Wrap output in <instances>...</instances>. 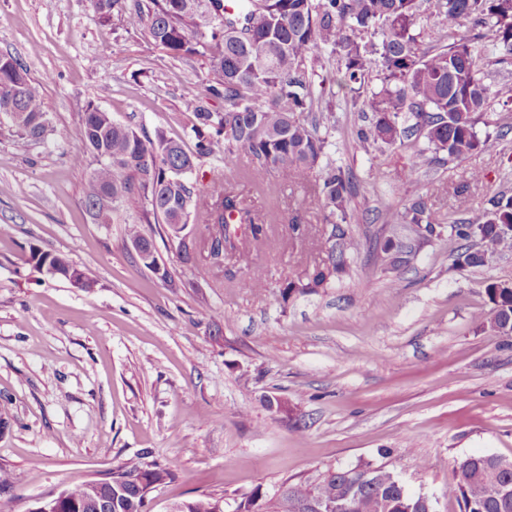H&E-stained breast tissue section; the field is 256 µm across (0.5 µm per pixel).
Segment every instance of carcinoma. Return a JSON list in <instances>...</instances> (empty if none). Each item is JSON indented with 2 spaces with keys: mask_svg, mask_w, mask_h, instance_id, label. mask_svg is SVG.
I'll list each match as a JSON object with an SVG mask.
<instances>
[{
  "mask_svg": "<svg viewBox=\"0 0 512 512\" xmlns=\"http://www.w3.org/2000/svg\"><path fill=\"white\" fill-rule=\"evenodd\" d=\"M423 0H242L230 12L224 0H94L105 22L143 28L151 41L172 57L202 55L210 64L208 94L224 100L215 112L201 100L191 101L195 117L192 150L158 132L139 134L89 104L81 123L70 133L93 155L97 166L83 190L84 206L96 224H125L127 236L145 265L158 269L150 242L140 225L191 221L218 227L213 254L235 247L229 225L248 224L253 236L263 233L239 195L223 184L196 189L192 175L208 157L229 163L241 150L254 163V173L277 183L315 182L332 225L324 242L326 258L288 290L316 292L330 285L347 267L360 242L350 233L363 215L352 205L348 173L328 155L326 137L305 114L322 110V92L309 76L314 51L329 50L338 58L353 106L372 113L365 141L378 149L419 135L431 152L459 158L485 145L476 130L479 116L494 95L484 82L485 53L500 51L512 59V0H435V36L425 41L421 26ZM376 76L380 84L364 90ZM22 119L17 132L41 139L49 132L40 85L18 60L0 57V115ZM236 216L234 221L229 217ZM383 223L414 227L433 235L437 224L427 203L414 200L390 210ZM479 237L492 249L512 250V195L499 193L473 220L455 225V237ZM32 260L47 262L60 276L73 269L93 286L87 269H75L63 255L32 250ZM484 265V253L465 250L456 266ZM492 308L484 325L512 336V286L487 285ZM139 472L165 480L172 471L157 465H132L114 471L112 487L99 489L102 512H143L144 496L117 479ZM12 476L0 467V512H12ZM61 512H88L85 482L68 487ZM287 496L259 503L254 495L237 512H302L316 501L323 512H428L419 494L395 483L393 472L361 463L328 470L314 483L286 486ZM460 512H512V460L471 455L458 463V479L448 485ZM219 497L204 496L181 503L182 512H216Z\"/></svg>",
  "mask_w": 512,
  "mask_h": 512,
  "instance_id": "carcinoma-1",
  "label": "carcinoma"
}]
</instances>
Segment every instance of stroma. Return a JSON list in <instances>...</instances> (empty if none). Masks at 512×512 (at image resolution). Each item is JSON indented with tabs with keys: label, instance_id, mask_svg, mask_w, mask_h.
<instances>
[{
	"label": "stroma",
	"instance_id": "1",
	"mask_svg": "<svg viewBox=\"0 0 512 512\" xmlns=\"http://www.w3.org/2000/svg\"><path fill=\"white\" fill-rule=\"evenodd\" d=\"M0 56L40 83L54 127L35 140L0 118V467L13 478V512L144 462L175 474L148 494L146 512L200 495L236 512L252 494L267 500L284 483L362 462L428 495L435 512H460L448 496L457 463L512 459V336L479 320L487 284L512 280V253L459 269L460 244L443 236L406 267L376 258L388 210L421 197L448 225L512 193V61L484 62L497 91L477 124L487 144L419 167L425 140L363 145L370 113L350 107L336 59L315 50L313 78L333 112L320 132L365 220L352 227L361 250L347 272L302 293L287 284L325 256L322 204L308 184L267 189L246 153L228 166L203 159L192 176L200 190L232 183L265 222L257 239L241 228L244 249L223 260L211 257L205 225L176 234L146 224L153 269L125 225L87 215L96 162L75 164L84 147L66 136L87 104L193 147L190 98L205 93V57L173 59L143 30L104 23L92 0H0ZM35 247L91 270L95 286L40 274ZM253 266L266 272L259 292L244 286Z\"/></svg>",
	"mask_w": 512,
	"mask_h": 512
}]
</instances>
